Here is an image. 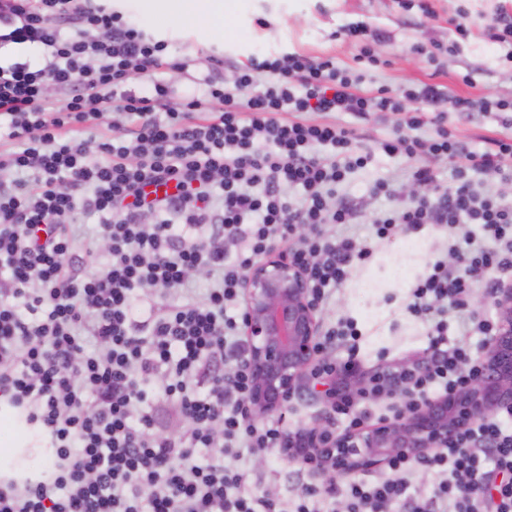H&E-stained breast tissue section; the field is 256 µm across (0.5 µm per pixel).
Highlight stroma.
<instances>
[{
  "instance_id": "obj_1",
  "label": "stroma",
  "mask_w": 512,
  "mask_h": 512,
  "mask_svg": "<svg viewBox=\"0 0 512 512\" xmlns=\"http://www.w3.org/2000/svg\"><path fill=\"white\" fill-rule=\"evenodd\" d=\"M429 4L435 12L431 18L423 17L415 2L403 7L402 0H230L223 25L189 29L169 19L150 28L148 34L167 42L172 59L186 62V70L173 69L165 75L182 94L191 90L194 79L207 73L215 58L223 60L222 73L227 79L258 54L331 56L340 66L357 67L359 47L343 40L339 30L348 24L364 23L383 32L384 38L375 50L389 61L386 68L367 73L365 88L437 84L452 95L512 96V60L507 59L506 48L488 42L484 36L485 25L493 15L502 11L512 15V0H429ZM461 10L467 12L471 27L470 35L462 41L452 25ZM430 41L447 47L431 65L410 51L412 44ZM466 72L472 77L468 85L458 79ZM505 119L501 112H452L447 126L463 146L478 151L488 139L512 129ZM336 121L354 128L360 146L374 153L365 169L350 175L345 192L365 198L367 210L372 213L384 205L383 200L370 197L375 181L394 180L400 189L409 188V162L376 150L377 142L393 132L387 116L375 114L361 121L340 114ZM467 230L463 224L429 229L420 235L373 240L372 261L353 269L348 282L337 289L321 314V322L355 318L361 330L359 357L367 367L426 348L424 325L406 309L408 287L428 261L439 254L448 255L453 239ZM17 415V410L0 404V440L20 449L0 470L9 475L45 470L49 457L38 446L37 428L19 423ZM322 418L329 419L332 430H339L330 405L308 391L292 399L284 413L286 425L293 429L311 426ZM248 467V487L274 493L283 500L293 497L296 485L289 482L288 473L297 464L279 450L249 462Z\"/></svg>"
}]
</instances>
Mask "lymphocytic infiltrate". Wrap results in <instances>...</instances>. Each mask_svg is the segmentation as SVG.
Listing matches in <instances>:
<instances>
[{
  "instance_id": "f902f5d3",
  "label": "lymphocytic infiltrate",
  "mask_w": 512,
  "mask_h": 512,
  "mask_svg": "<svg viewBox=\"0 0 512 512\" xmlns=\"http://www.w3.org/2000/svg\"><path fill=\"white\" fill-rule=\"evenodd\" d=\"M8 43L40 49L45 62L0 65V140L13 146L0 151V400L25 413L51 452L43 478L0 479V512H322L340 497L347 512H512V425L499 411L447 447L391 458L384 475L298 479L288 503L246 491V471L225 462L236 449L266 455L287 435L282 418H247L249 269L289 244L322 308L373 255L349 232L364 201L339 190L369 157L331 114L391 116L397 131L377 147L411 161V181L425 188L404 200L391 182L374 183L372 196L388 203L372 221L377 238L473 227L451 246L457 267L429 263L410 288L407 309L429 336L419 357L365 375L355 320L326 328L315 375L331 384L343 432L369 425L368 405L394 389L403 391L396 413H408L483 373L485 356L449 345L448 317L486 346L498 332L475 309L473 284L492 293L512 281V206L478 194L468 174L511 179L512 136L471 151L444 120L512 112V97L452 96L433 84L366 91L363 75L334 58L294 53L252 62L229 83L208 74L182 98L160 77L166 44L96 0H0ZM136 75L152 77L148 91L127 90ZM110 110L127 123L103 134L89 161L70 131L100 125ZM81 214L103 222L79 250ZM103 242L107 261L89 266ZM193 269L214 283L200 300ZM159 290L170 296L163 313L138 320L135 295ZM164 399L175 401L180 431L156 429ZM418 470L439 475L433 496L412 492L405 475Z\"/></svg>"
}]
</instances>
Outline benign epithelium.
<instances>
[{
    "instance_id": "1",
    "label": "benign epithelium",
    "mask_w": 512,
    "mask_h": 512,
    "mask_svg": "<svg viewBox=\"0 0 512 512\" xmlns=\"http://www.w3.org/2000/svg\"><path fill=\"white\" fill-rule=\"evenodd\" d=\"M243 332L252 375L249 415L280 412L306 383L315 363L318 309L305 272L275 248L245 276ZM498 334L485 373L464 392L431 400L397 420L358 435L336 434L320 420L288 439L286 455L336 472L375 469L398 454L420 456L448 446V436L495 409L512 410V287L494 294Z\"/></svg>"
}]
</instances>
